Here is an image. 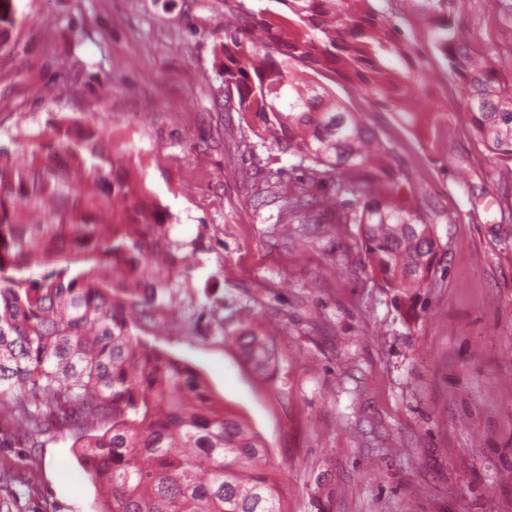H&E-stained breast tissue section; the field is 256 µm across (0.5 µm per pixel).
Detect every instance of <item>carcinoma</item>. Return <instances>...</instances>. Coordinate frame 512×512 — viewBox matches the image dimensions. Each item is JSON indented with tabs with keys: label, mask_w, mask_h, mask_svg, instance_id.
<instances>
[{
	"label": "carcinoma",
	"mask_w": 512,
	"mask_h": 512,
	"mask_svg": "<svg viewBox=\"0 0 512 512\" xmlns=\"http://www.w3.org/2000/svg\"><path fill=\"white\" fill-rule=\"evenodd\" d=\"M287 12L224 3V85L265 141L314 176L337 179L336 223L356 224L398 306L412 310L435 271L426 205L394 150L328 82L371 98L411 130L445 128L419 94L422 57L377 0H276ZM447 0H422L433 48L459 90L465 125L512 182V83L465 40ZM17 25L0 0V48ZM112 137L66 119L32 137L29 160L0 145V448L66 433L101 487L100 512H287L262 436L190 366L134 337L175 313L174 245L137 177L113 176ZM34 268L38 275L31 274ZM258 372L269 341L236 337Z\"/></svg>",
	"instance_id": "obj_1"
}]
</instances>
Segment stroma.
I'll return each instance as SVG.
<instances>
[{
	"instance_id": "obj_1",
	"label": "stroma",
	"mask_w": 512,
	"mask_h": 512,
	"mask_svg": "<svg viewBox=\"0 0 512 512\" xmlns=\"http://www.w3.org/2000/svg\"><path fill=\"white\" fill-rule=\"evenodd\" d=\"M0 51V144L47 120L112 133L114 169L137 167L188 254L180 325L143 341L197 370L262 434L288 512H512V191L465 127L430 30L408 14L422 93L456 119L416 133L365 95L334 91L394 148L420 190L438 265L404 315L364 261L358 227L302 224L299 194L335 195L259 139L225 101L216 51L224 0H12ZM466 37L512 79V0H454ZM250 323L277 372L255 375L230 332ZM0 512H97L72 440L55 434L0 469Z\"/></svg>"
}]
</instances>
